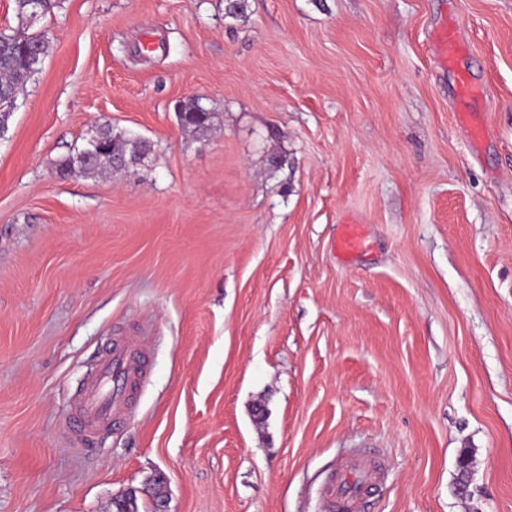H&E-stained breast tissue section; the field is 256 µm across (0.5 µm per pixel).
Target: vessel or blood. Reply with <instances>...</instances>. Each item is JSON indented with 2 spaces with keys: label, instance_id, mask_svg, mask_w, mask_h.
Wrapping results in <instances>:
<instances>
[{
  "label": "vessel or blood",
  "instance_id": "1",
  "mask_svg": "<svg viewBox=\"0 0 512 512\" xmlns=\"http://www.w3.org/2000/svg\"><path fill=\"white\" fill-rule=\"evenodd\" d=\"M434 49L444 64H454L462 47L455 33L444 29L434 36ZM366 241L359 225L348 224L337 244L343 257L362 252ZM145 374L140 344L135 337H118L103 351L77 395L76 415L80 430L72 442L87 447L100 433L111 430L132 406L136 387ZM384 478L383 465L365 452L344 457L324 487L330 512H357L363 497Z\"/></svg>",
  "mask_w": 512,
  "mask_h": 512
}]
</instances>
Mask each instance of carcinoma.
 I'll use <instances>...</instances> for the list:
<instances>
[{"label": "carcinoma", "instance_id": "1", "mask_svg": "<svg viewBox=\"0 0 512 512\" xmlns=\"http://www.w3.org/2000/svg\"><path fill=\"white\" fill-rule=\"evenodd\" d=\"M16 13L22 27L10 32L0 30V131L7 128L14 111L16 95L27 81L38 72L48 54L49 38L44 31L29 32L36 23L31 17L32 0H14ZM180 122L199 134H206L212 126V113L195 100L181 105ZM148 152L142 139L127 137L107 126L101 149L87 151L82 147L59 161L60 175L68 176L74 171L95 174L104 168L111 171L124 169L125 164H140Z\"/></svg>", "mask_w": 512, "mask_h": 512}]
</instances>
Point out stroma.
Instances as JSON below:
<instances>
[{"label": "stroma", "instance_id": "1", "mask_svg": "<svg viewBox=\"0 0 512 512\" xmlns=\"http://www.w3.org/2000/svg\"><path fill=\"white\" fill-rule=\"evenodd\" d=\"M225 8L57 0L40 22L0 133V512H112L131 487L152 512L159 473L168 512H327L355 448L385 463L359 512H512V0ZM193 98L207 134L177 118ZM103 120L143 162L59 177ZM348 219L367 247L345 263ZM116 336L146 376L82 452L75 396ZM434 49L442 63L452 65L461 53L462 47L452 30L442 29L434 35Z\"/></svg>", "mask_w": 512, "mask_h": 512}]
</instances>
